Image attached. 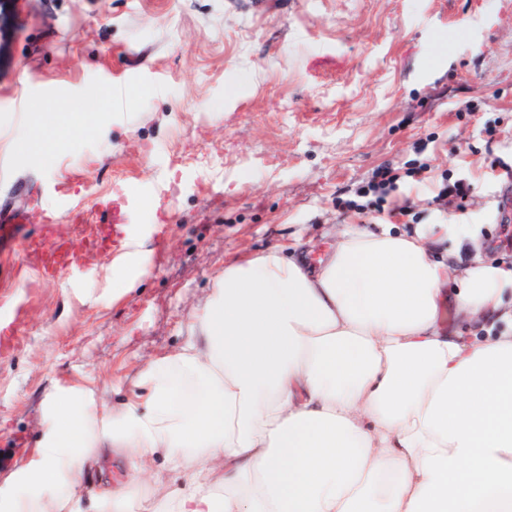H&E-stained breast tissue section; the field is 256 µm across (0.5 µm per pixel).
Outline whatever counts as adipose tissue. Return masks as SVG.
<instances>
[{
    "label": "adipose tissue",
    "instance_id": "adipose-tissue-1",
    "mask_svg": "<svg viewBox=\"0 0 512 512\" xmlns=\"http://www.w3.org/2000/svg\"><path fill=\"white\" fill-rule=\"evenodd\" d=\"M463 230L348 224L314 265L225 264L122 401L47 397L0 512H129L158 457L187 479L145 512H512V269L432 256ZM449 303L482 335L445 329ZM112 459L126 477L84 505Z\"/></svg>",
    "mask_w": 512,
    "mask_h": 512
}]
</instances>
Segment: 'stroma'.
<instances>
[{
    "label": "stroma",
    "instance_id": "1",
    "mask_svg": "<svg viewBox=\"0 0 512 512\" xmlns=\"http://www.w3.org/2000/svg\"><path fill=\"white\" fill-rule=\"evenodd\" d=\"M0 36V215L39 238L53 184L85 208L58 239L79 255L50 278L23 240L0 245V472L26 462L42 403L74 385L122 399L147 358L181 345L213 277L246 254L302 242L323 253L342 225L471 224L437 258L512 265V0H18ZM100 96L105 120L72 149L55 145L34 103L58 120ZM38 155L18 161L17 124ZM405 177L407 215L336 208L339 190L382 165ZM470 183L465 208L435 197ZM165 187L159 198L156 187ZM152 252L148 273L112 296L111 253L92 205Z\"/></svg>",
    "mask_w": 512,
    "mask_h": 512
}]
</instances>
